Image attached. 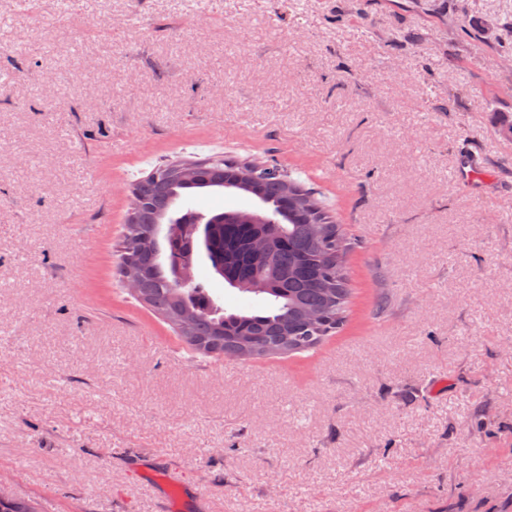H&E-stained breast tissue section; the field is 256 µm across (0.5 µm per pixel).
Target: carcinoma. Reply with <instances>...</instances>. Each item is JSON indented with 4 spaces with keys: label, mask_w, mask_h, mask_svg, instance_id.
Segmentation results:
<instances>
[{
    "label": "carcinoma",
    "mask_w": 512,
    "mask_h": 512,
    "mask_svg": "<svg viewBox=\"0 0 512 512\" xmlns=\"http://www.w3.org/2000/svg\"><path fill=\"white\" fill-rule=\"evenodd\" d=\"M191 175L166 164L135 184L124 255L140 276L136 300L158 313L199 354L231 352L237 359L309 352L346 322L350 298L348 253L354 243L312 189L264 161L200 160ZM238 191L257 199L253 223L241 211L206 214L182 205L203 192ZM270 240L263 256L251 248ZM243 294L261 295L264 314L229 312L196 281L199 263ZM192 279L176 281L177 264ZM0 512H37L22 498L0 501Z\"/></svg>",
    "instance_id": "obj_1"
}]
</instances>
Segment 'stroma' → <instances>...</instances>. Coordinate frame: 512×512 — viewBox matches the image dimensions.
<instances>
[{
    "mask_svg": "<svg viewBox=\"0 0 512 512\" xmlns=\"http://www.w3.org/2000/svg\"><path fill=\"white\" fill-rule=\"evenodd\" d=\"M511 12L0 0V491L168 512L166 471L179 512H512ZM211 157L275 160L357 239L314 351L203 357L125 290L134 183ZM483 163L468 147L460 151V161L457 169V178L464 183H472L483 176Z\"/></svg>",
    "mask_w": 512,
    "mask_h": 512,
    "instance_id": "35a3bbf8",
    "label": "stroma"
}]
</instances>
